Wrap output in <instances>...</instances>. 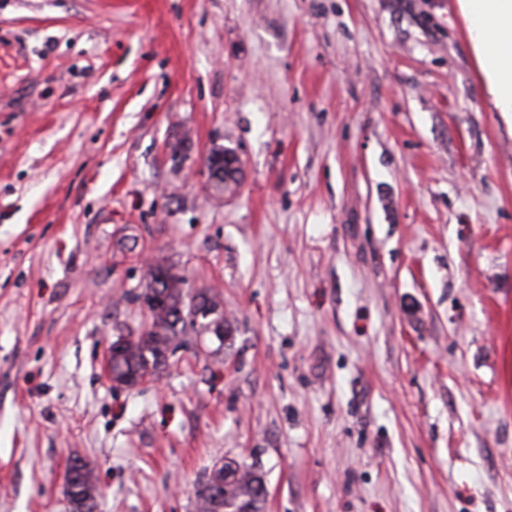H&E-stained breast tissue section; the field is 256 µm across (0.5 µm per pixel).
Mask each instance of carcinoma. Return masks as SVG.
I'll return each instance as SVG.
<instances>
[{
	"instance_id": "1",
	"label": "carcinoma",
	"mask_w": 512,
	"mask_h": 512,
	"mask_svg": "<svg viewBox=\"0 0 512 512\" xmlns=\"http://www.w3.org/2000/svg\"><path fill=\"white\" fill-rule=\"evenodd\" d=\"M228 149L211 152L206 161L208 184L213 193L232 194L239 188L240 168ZM186 280L172 268L157 263L147 276L146 293L163 296L164 305L152 310L146 328L125 337L112 355L110 377L117 386L133 387L138 380L163 370L182 345L184 336L212 334L230 340L232 328L224 314L211 312L222 307L220 294L211 289L190 293ZM67 495L73 512H95L99 496L95 467L81 457L72 460ZM266 486L256 465L227 461L214 466L195 492V512H264Z\"/></svg>"
}]
</instances>
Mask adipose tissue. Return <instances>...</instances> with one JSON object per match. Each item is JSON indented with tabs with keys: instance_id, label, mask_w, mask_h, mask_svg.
Masks as SVG:
<instances>
[{
	"instance_id": "adipose-tissue-1",
	"label": "adipose tissue",
	"mask_w": 512,
	"mask_h": 512,
	"mask_svg": "<svg viewBox=\"0 0 512 512\" xmlns=\"http://www.w3.org/2000/svg\"><path fill=\"white\" fill-rule=\"evenodd\" d=\"M485 97L512 114V0H457Z\"/></svg>"
}]
</instances>
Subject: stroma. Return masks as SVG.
Returning <instances> with one entry per match:
<instances>
[{
    "label": "stroma",
    "instance_id": "obj_1",
    "mask_svg": "<svg viewBox=\"0 0 512 512\" xmlns=\"http://www.w3.org/2000/svg\"><path fill=\"white\" fill-rule=\"evenodd\" d=\"M240 159L234 195L206 160ZM232 338L114 387L150 264ZM512 512V116L456 0H0V512ZM236 156L228 149L212 151L206 161L208 184L214 194H233L239 188L240 168L235 167ZM67 479L69 488L67 495L73 506V512H94L99 496L95 468L81 457L72 460ZM266 486L255 464L227 461L214 466L195 492L196 512H263Z\"/></svg>",
    "mask_w": 512,
    "mask_h": 512
}]
</instances>
